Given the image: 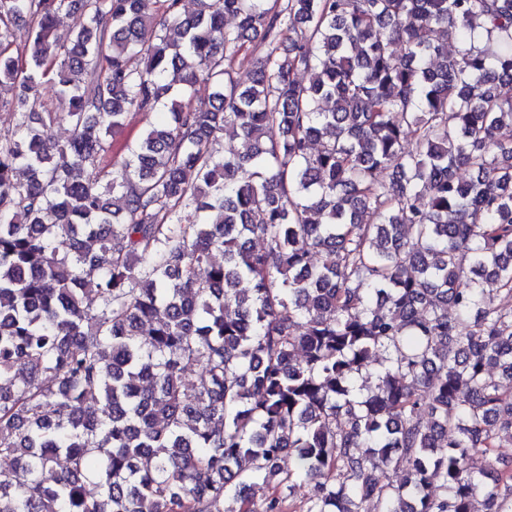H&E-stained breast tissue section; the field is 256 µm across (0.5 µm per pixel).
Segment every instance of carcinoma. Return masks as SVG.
I'll return each mask as SVG.
<instances>
[{
    "label": "carcinoma",
    "mask_w": 512,
    "mask_h": 512,
    "mask_svg": "<svg viewBox=\"0 0 512 512\" xmlns=\"http://www.w3.org/2000/svg\"><path fill=\"white\" fill-rule=\"evenodd\" d=\"M150 2L0 0V512H512V0ZM263 51V48L255 47L251 44H246L241 49L235 60V77H237L242 82H247L250 79L256 58L261 55Z\"/></svg>",
    "instance_id": "cac0c4a2"
}]
</instances>
